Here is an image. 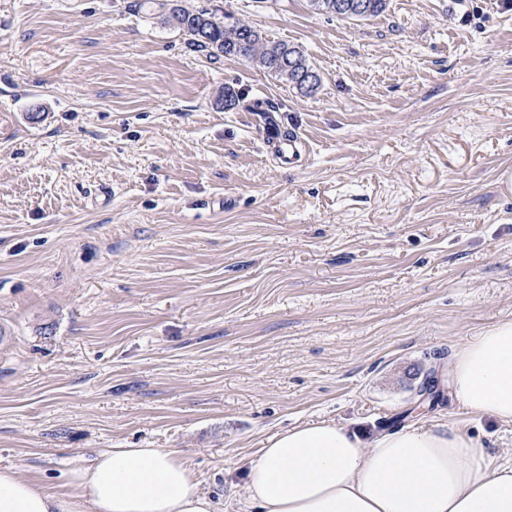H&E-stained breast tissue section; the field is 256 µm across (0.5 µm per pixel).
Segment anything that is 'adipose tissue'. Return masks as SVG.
Wrapping results in <instances>:
<instances>
[{
  "label": "adipose tissue",
  "mask_w": 512,
  "mask_h": 512,
  "mask_svg": "<svg viewBox=\"0 0 512 512\" xmlns=\"http://www.w3.org/2000/svg\"><path fill=\"white\" fill-rule=\"evenodd\" d=\"M456 401L512 423V319L467 341L451 371ZM55 496L0 470V512H216L172 448H108ZM250 512H512V462L493 463L453 426L419 422L364 442L332 421L270 437L247 475Z\"/></svg>",
  "instance_id": "ef3b65f1"
}]
</instances>
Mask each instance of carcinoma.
Returning <instances> with one entry per match:
<instances>
[{
    "label": "carcinoma",
    "mask_w": 512,
    "mask_h": 512,
    "mask_svg": "<svg viewBox=\"0 0 512 512\" xmlns=\"http://www.w3.org/2000/svg\"><path fill=\"white\" fill-rule=\"evenodd\" d=\"M310 9L321 15L342 19H368L387 9V0H307ZM157 19L190 36V45L209 58L224 57L253 62L279 80L311 95L321 80L307 84L302 77L314 72L304 50L285 41H271L255 27L227 13L185 0H153Z\"/></svg>",
    "instance_id": "cac0c4a2"
}]
</instances>
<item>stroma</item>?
<instances>
[{
    "label": "stroma",
    "instance_id": "stroma-1",
    "mask_svg": "<svg viewBox=\"0 0 512 512\" xmlns=\"http://www.w3.org/2000/svg\"><path fill=\"white\" fill-rule=\"evenodd\" d=\"M141 2L0 0V467L68 494L98 451L177 448L231 512L310 421H441L512 459V425L415 399L512 319V0H213L300 46L311 95ZM310 9L321 15L342 19H368L387 9V0H307ZM263 141L269 146H273L274 153L280 159L282 164H294L300 156L302 147V138L297 133H289L288 137L279 133V125L274 121L266 123L263 134Z\"/></svg>",
    "mask_w": 512,
    "mask_h": 512
}]
</instances>
